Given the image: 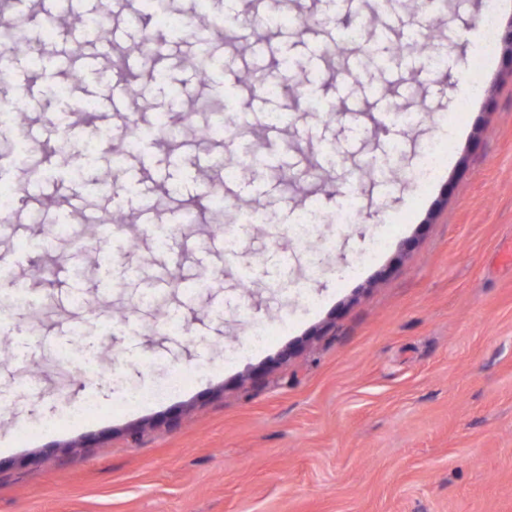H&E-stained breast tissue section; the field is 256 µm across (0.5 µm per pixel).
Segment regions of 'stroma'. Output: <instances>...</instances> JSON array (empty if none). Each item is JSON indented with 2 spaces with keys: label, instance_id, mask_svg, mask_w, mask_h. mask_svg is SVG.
<instances>
[{
  "label": "stroma",
  "instance_id": "35a3bbf8",
  "mask_svg": "<svg viewBox=\"0 0 512 512\" xmlns=\"http://www.w3.org/2000/svg\"><path fill=\"white\" fill-rule=\"evenodd\" d=\"M97 3L10 12L30 95L0 129L20 188L0 234V512H512V0H292L298 25L280 0H169L193 18L178 37L125 0L113 43L153 51L120 78L83 31ZM489 10L475 70L463 32ZM347 26L364 37L337 50ZM162 115L178 140L147 139ZM61 118L72 146L97 138L87 175L107 186L76 205L46 144ZM215 193L222 209L187 216ZM115 211L125 230L100 236ZM303 212L321 218L307 242L288 233ZM27 240L57 257L50 282ZM18 287L40 302L11 305ZM167 374L178 390L127 406Z\"/></svg>",
  "mask_w": 512,
  "mask_h": 512
}]
</instances>
